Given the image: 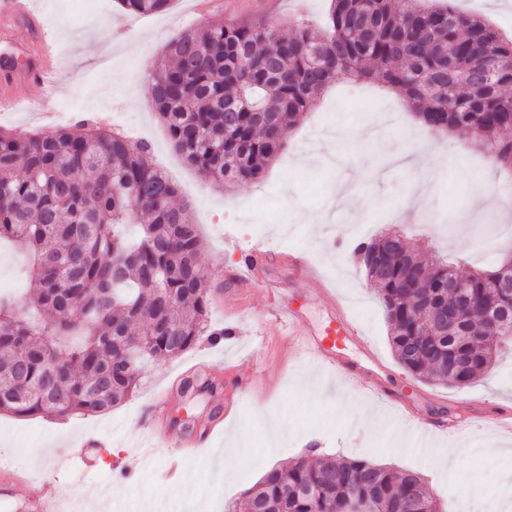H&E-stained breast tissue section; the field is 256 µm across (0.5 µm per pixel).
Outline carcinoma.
Listing matches in <instances>:
<instances>
[{
	"label": "carcinoma",
	"mask_w": 512,
	"mask_h": 512,
	"mask_svg": "<svg viewBox=\"0 0 512 512\" xmlns=\"http://www.w3.org/2000/svg\"><path fill=\"white\" fill-rule=\"evenodd\" d=\"M171 0H120L129 14ZM325 26L214 20L168 45L151 70L155 109L184 159L231 189L262 178L286 128L336 78L400 93L432 129L464 130L512 170V37L424 0H330ZM151 147L83 125L49 134L0 130V241L30 258L32 291L0 298V413L59 419L102 414L140 388L142 371L192 349L211 328L199 271V227ZM398 362L465 388L512 344V288L503 266L466 273L410 249L398 231L363 241ZM467 279L460 297L451 284ZM457 323L442 335L439 313ZM248 512H436L412 470L336 455L273 466L243 493Z\"/></svg>",
	"instance_id": "obj_1"
}]
</instances>
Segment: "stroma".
Returning a JSON list of instances; mask_svg holds the SVG:
<instances>
[{"mask_svg": "<svg viewBox=\"0 0 512 512\" xmlns=\"http://www.w3.org/2000/svg\"><path fill=\"white\" fill-rule=\"evenodd\" d=\"M189 2L172 0L166 12L135 21L119 0H32L55 36L67 81L66 92L50 104L57 127L95 121L150 145L154 163L177 185L179 202L189 205L200 227L205 280L224 285L212 299L211 324L231 335L217 345L200 341L180 358L146 368L136 396L106 415L66 421L0 415V454L28 449L24 470L63 494L76 486L87 492L111 488L115 512H138L142 497H166L185 480L205 495L207 512H225L232 503L246 512L242 492L261 471L312 450L416 470L439 512H457L460 489L479 483L489 491L512 480V457L499 454L512 448V435L483 424L492 414L512 413V354L463 389L412 376L392 353L382 306L355 256L361 238L352 232L372 222L401 231L411 245L462 270L498 265L512 257V230L500 219L501 212L512 213V202L487 211L470 197L480 190L494 193L503 171L465 133L426 138L413 131L409 108L392 91L364 84L352 97L348 83L338 80L313 112L287 129L284 151L260 181L231 191L208 182L174 148L155 111L145 78L154 61L171 40L209 18L263 17L285 32L299 16L322 25L330 0H222V10L208 18L196 16ZM4 86L15 101L0 108V129L37 130L25 111L24 84L12 77ZM386 143L406 158L434 154L436 187L424 208L410 202L425 170L395 163L365 170ZM254 251L271 258L266 276L308 294L304 315L314 326L326 321L325 300L309 295V281L289 268L287 254L304 255L328 278L367 342L363 349L347 347L345 356L361 360L373 353L381 363L379 378L393 386L407 413L344 376H323L277 321L263 315L264 290L238 287L233 277ZM192 375L215 380L219 390L184 396L180 381ZM161 392L167 416L188 417L198 430L216 423L209 446L197 456L179 460L172 447L140 432L141 406ZM235 429L247 435L240 461L224 456ZM402 435L423 439L425 454L413 456L399 444ZM134 447L143 461L130 476L124 462ZM451 448L467 454L446 458Z\"/></svg>", "mask_w": 512, "mask_h": 512, "instance_id": "obj_1", "label": "stroma"}]
</instances>
